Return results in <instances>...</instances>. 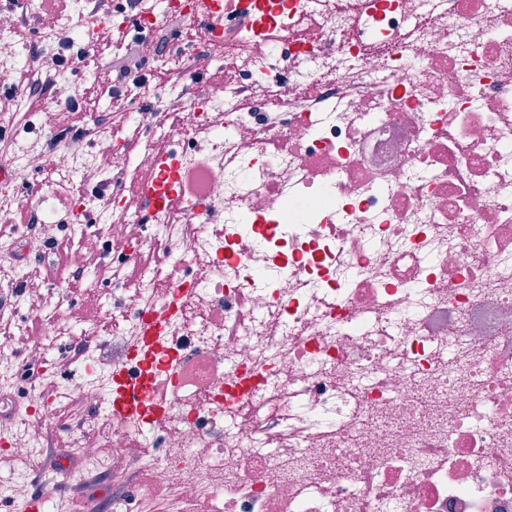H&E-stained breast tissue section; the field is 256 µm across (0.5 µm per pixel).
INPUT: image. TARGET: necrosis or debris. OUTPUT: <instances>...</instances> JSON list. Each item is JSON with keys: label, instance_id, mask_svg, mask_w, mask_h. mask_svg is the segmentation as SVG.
<instances>
[{"label": "necrosis or debris", "instance_id": "1", "mask_svg": "<svg viewBox=\"0 0 512 512\" xmlns=\"http://www.w3.org/2000/svg\"><path fill=\"white\" fill-rule=\"evenodd\" d=\"M91 0L67 16L37 0L0 11V73L82 38ZM232 56L222 90L169 115L203 214L101 207L106 225L150 227L165 260L193 272L172 296L162 268L101 321L113 362L145 317L168 315L150 369L161 418L110 410L108 369L79 382L27 383L18 359L62 335L97 349V331L60 322L54 290L0 262V297L43 316L23 353L0 308V412L18 433L0 454V498L26 499L54 461L86 512H512V0H292L266 40L209 44ZM175 75L137 82L91 136L142 123L181 96L196 57L157 51ZM42 124L58 148L0 138V220L29 171L55 193L148 171L152 145L84 157L62 104ZM282 111L266 122L265 106ZM63 411L65 440L30 418ZM108 473L110 484L88 479Z\"/></svg>", "mask_w": 512, "mask_h": 512}]
</instances>
